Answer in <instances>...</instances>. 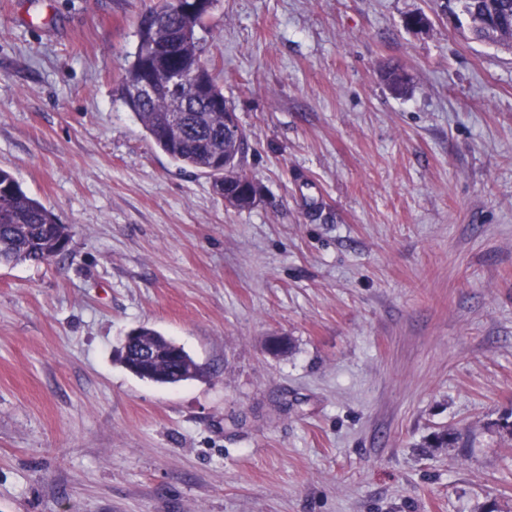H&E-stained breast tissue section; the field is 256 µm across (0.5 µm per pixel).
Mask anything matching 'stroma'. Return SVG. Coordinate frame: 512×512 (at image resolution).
I'll list each match as a JSON object with an SVG mask.
<instances>
[{
  "instance_id": "stroma-1",
  "label": "stroma",
  "mask_w": 512,
  "mask_h": 512,
  "mask_svg": "<svg viewBox=\"0 0 512 512\" xmlns=\"http://www.w3.org/2000/svg\"><path fill=\"white\" fill-rule=\"evenodd\" d=\"M160 2L0 0V168L70 231L0 266V512H512V52L438 0H217L238 210L116 92ZM141 326L203 376L117 363Z\"/></svg>"
}]
</instances>
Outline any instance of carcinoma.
<instances>
[{
    "label": "carcinoma",
    "instance_id": "1",
    "mask_svg": "<svg viewBox=\"0 0 512 512\" xmlns=\"http://www.w3.org/2000/svg\"><path fill=\"white\" fill-rule=\"evenodd\" d=\"M177 0H163L154 13L167 21L147 33H138V45L126 76L117 92L135 114L158 149L180 169L206 173L212 181L229 178L233 183L248 178L240 168L246 136L224 133L225 120L236 116L224 98V91L211 80L208 97L194 99L191 84L179 89H160L141 104H130L128 85L145 75L188 72L199 64L204 45L198 31L206 17L180 14ZM469 20L473 39L509 50L512 48V0H456ZM188 101L182 127L168 129L169 113L177 101ZM224 166H214V158ZM67 237L63 225L40 201L27 195L14 176L0 169V265L42 264L57 256L56 244ZM141 343L157 351L153 368L138 377L159 384H177L199 376V365L183 347L157 331L141 326L136 329Z\"/></svg>",
    "mask_w": 512,
    "mask_h": 512
}]
</instances>
